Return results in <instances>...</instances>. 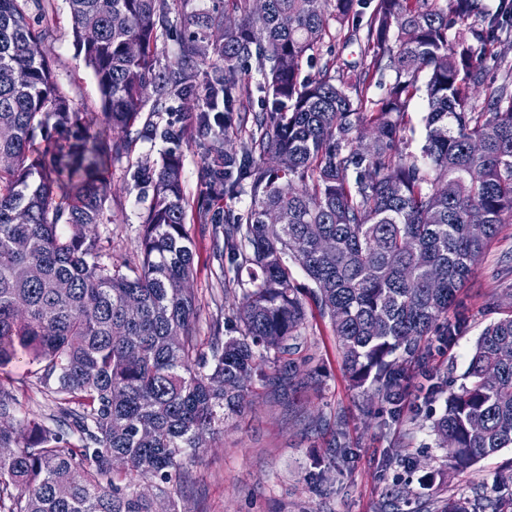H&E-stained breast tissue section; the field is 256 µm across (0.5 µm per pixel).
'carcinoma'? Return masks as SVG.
I'll return each mask as SVG.
<instances>
[{
    "label": "carcinoma",
    "mask_w": 512,
    "mask_h": 512,
    "mask_svg": "<svg viewBox=\"0 0 512 512\" xmlns=\"http://www.w3.org/2000/svg\"><path fill=\"white\" fill-rule=\"evenodd\" d=\"M362 2L264 0L258 14L252 0H224L187 19L175 60L160 67L168 0H69L101 93L99 125L60 89L29 0H0V369L23 356L43 365L76 407L78 433L73 443L36 419L0 428V447L15 449L0 456V512H155L159 497L181 512L172 488L184 459L245 412L253 386L273 380L265 368H295L305 299L293 263L314 284L309 298L353 388L395 417L410 393L406 369L417 367L425 395L445 396L432 429L457 472L512 447V310L482 329L456 388L429 368L432 328L445 319L449 344L466 331L458 292L512 224V63L497 51L512 0H376L363 37L349 27ZM332 20L345 41L364 39L370 61L341 76L327 60L300 78ZM245 64L262 77L261 109L224 169L202 171L201 203L250 197L224 215L240 335L211 337L206 354L179 158L152 163L131 273L104 264L87 229L102 223L109 165L148 99L194 92L207 66L205 98L223 103L227 136L230 114L249 109ZM387 72L384 94L369 97ZM418 95L428 108L419 158L397 152ZM72 127V143L50 134ZM274 211L286 223H267ZM116 456L125 469H112ZM436 512H512V497L442 499Z\"/></svg>",
    "instance_id": "obj_1"
}]
</instances>
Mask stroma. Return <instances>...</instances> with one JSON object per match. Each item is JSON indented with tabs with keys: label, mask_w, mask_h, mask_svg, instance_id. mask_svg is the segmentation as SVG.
<instances>
[{
	"label": "stroma",
	"mask_w": 512,
	"mask_h": 512,
	"mask_svg": "<svg viewBox=\"0 0 512 512\" xmlns=\"http://www.w3.org/2000/svg\"><path fill=\"white\" fill-rule=\"evenodd\" d=\"M223 0H174L169 23L160 32L158 60L168 64L178 52L184 20L204 11H219ZM36 27H48L46 46L56 79L72 105L100 115L101 96L92 71L76 45L68 0H52L48 15L30 9ZM365 60L363 44L343 43L328 29L314 63L303 75L332 62L342 71ZM205 107L202 92L164 98L161 105L146 103L131 127L128 148L110 167V192L102 223L91 235L105 264L129 271L138 266L142 221L153 197L148 161L173 153L182 160V186L186 200V229L193 244L194 272L190 286L199 306L195 333L209 340L214 329L236 335L233 318L224 314L223 246L219 210L241 212L246 199H224L221 209L201 213L199 202L209 194L201 178L203 168L221 166L224 137L201 133L185 124L179 138L165 134L178 116L199 113ZM498 295L499 308L512 304V224L503 225L465 282L460 296L466 306L468 328L453 347L433 350L431 365L461 375L480 331L498 319L499 308L487 305ZM303 334L304 359L297 364L290 384L256 386L251 410L228 421L223 430L205 437V446L186 460V478L178 491L182 512H434L436 500L453 495L493 492L498 472L512 463V448L482 460L471 470H449L444 449L431 429L441 402L413 393L399 418H391L387 405L370 401L351 387L336 346L332 328L315 307H307ZM41 364L21 358L6 369V386L17 400L18 416L42 419L55 425L59 405L42 379ZM341 417L336 452H329L328 431L315 425L317 418ZM401 455L398 465H386V452ZM335 454L336 464L317 471L314 459ZM436 475L432 486L418 483L420 469ZM410 490L409 502L387 506L391 490Z\"/></svg>",
	"instance_id": "stroma-1"
}]
</instances>
